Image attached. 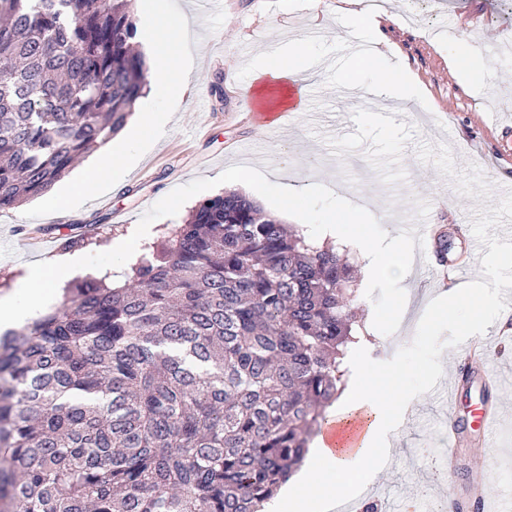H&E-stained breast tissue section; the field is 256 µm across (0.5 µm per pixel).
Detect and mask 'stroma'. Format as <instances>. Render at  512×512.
Here are the masks:
<instances>
[{
	"label": "stroma",
	"mask_w": 512,
	"mask_h": 512,
	"mask_svg": "<svg viewBox=\"0 0 512 512\" xmlns=\"http://www.w3.org/2000/svg\"><path fill=\"white\" fill-rule=\"evenodd\" d=\"M189 15L188 42L195 72L175 110L170 130L143 159L122 167V180L108 193L92 195L74 207L58 210L57 194L68 180L29 199L19 209L0 212V297L16 292L29 265L44 252L29 249L35 236H53V254L76 242L77 252L110 250L127 239L142 215L175 188L197 178H212L229 166L265 165L270 182L288 179L322 183L345 191L347 200L368 209L390 236L420 224L459 223L478 238L496 235L506 213H512V159L503 160L490 126L474 123V112H512V101L487 96L449 78L448 48L481 41L485 30L497 31L498 45H487L486 86L512 79V0H390L397 16L387 25L377 48L389 54L420 81L424 106L413 109L400 124L392 112L367 125L354 120L351 132L335 133L338 113L353 112L352 101L335 91L352 58L347 29L336 13L337 0L311 8L307 0H166ZM291 40L315 44L328 65L308 75L305 109L289 117L287 127L266 126L254 97L258 86L253 66L262 51ZM223 77L224 92L211 85ZM452 207L438 206V199ZM412 298L423 306L413 324L399 326L400 346L371 331L361 354L371 369H389L405 388L418 391L420 403L401 422L393 468L371 484L374 492L399 484L408 497H421L425 486L411 476L409 449L438 455L445 443L430 429L444 418L450 395L438 384L450 370L451 347L467 339L492 338L498 368L512 372V344L492 319L464 327L430 309L440 288L439 271L415 248ZM468 448V456L481 453ZM487 493L512 490V408L507 409L496 447L483 451Z\"/></svg>",
	"instance_id": "35a3bbf8"
}]
</instances>
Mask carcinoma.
<instances>
[{
  "label": "carcinoma",
  "mask_w": 512,
  "mask_h": 512,
  "mask_svg": "<svg viewBox=\"0 0 512 512\" xmlns=\"http://www.w3.org/2000/svg\"><path fill=\"white\" fill-rule=\"evenodd\" d=\"M130 0H0V211L49 191L146 87ZM348 250L226 191L122 284L0 338V512H259L357 342Z\"/></svg>",
  "instance_id": "carcinoma-1"
}]
</instances>
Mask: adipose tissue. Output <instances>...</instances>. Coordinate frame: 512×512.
I'll list each match as a JSON object with an SVG mask.
<instances>
[{"instance_id": "obj_1", "label": "adipose tissue", "mask_w": 512, "mask_h": 512, "mask_svg": "<svg viewBox=\"0 0 512 512\" xmlns=\"http://www.w3.org/2000/svg\"><path fill=\"white\" fill-rule=\"evenodd\" d=\"M147 2L149 16L141 42L150 53L155 71L151 95L172 104L182 100L193 67L187 48V17L156 7V0ZM312 56L309 47L296 41L257 56L256 71L265 83L257 88L256 97L265 111L284 108L298 112L304 108L302 79ZM343 83L354 88L360 116L366 122L375 118L368 107L373 92L401 105L420 103L423 94L418 80L401 66L383 67L375 60L362 59L347 68ZM169 121L167 112L144 109L126 133L107 142L104 150L110 156L128 160L147 144L165 138ZM417 403V394L405 392L396 384L393 373L376 372L364 362H356L350 386L332 416L339 422L358 415L364 417L366 427L359 448H331L323 437H316L308 463L266 504L264 512H333L337 499L353 494L359 485L374 478L379 457L391 456V438L404 415Z\"/></svg>"}]
</instances>
